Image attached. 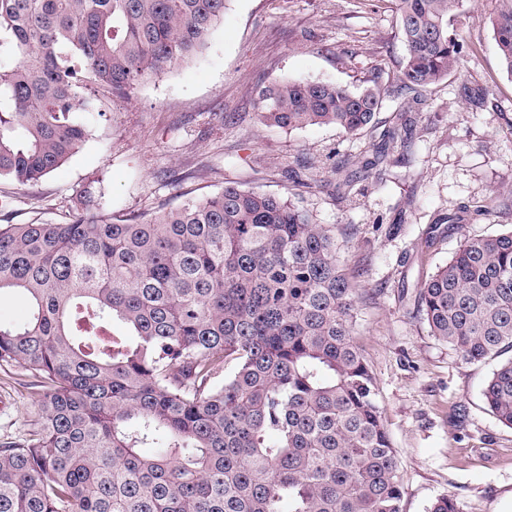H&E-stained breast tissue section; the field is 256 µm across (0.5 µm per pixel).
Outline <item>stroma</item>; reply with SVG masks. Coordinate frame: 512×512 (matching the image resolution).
Here are the masks:
<instances>
[{
	"label": "stroma",
	"instance_id": "1",
	"mask_svg": "<svg viewBox=\"0 0 512 512\" xmlns=\"http://www.w3.org/2000/svg\"><path fill=\"white\" fill-rule=\"evenodd\" d=\"M494 7L463 0L451 19L461 64L426 102L403 112L385 97L371 127L347 133L266 125L258 92L285 78L385 92L404 55L395 0H231L200 57L108 99L82 149L40 182L0 178V206L17 224L62 222L88 191L93 214L119 223L230 182L335 225L356 288L353 339L375 379L403 512H429L448 494L463 512H512V429L482 400L496 362H464L418 310L421 282L462 237L512 228V76ZM401 126L408 141L390 145L381 174L338 186L335 167L360 170ZM36 415L25 377L0 366V439Z\"/></svg>",
	"mask_w": 512,
	"mask_h": 512
}]
</instances>
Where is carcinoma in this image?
I'll list each match as a JSON object with an SVG mask.
<instances>
[{"label":"carcinoma","instance_id":"cac0c4a2","mask_svg":"<svg viewBox=\"0 0 512 512\" xmlns=\"http://www.w3.org/2000/svg\"><path fill=\"white\" fill-rule=\"evenodd\" d=\"M495 40L512 76V0ZM461 0H397L388 93L422 97L460 59ZM228 0H0V176L35 183L121 97L198 55ZM380 94L276 81L258 117L289 130L370 125ZM0 215V362L36 379L38 413L0 441V512H402L403 485L353 341L336 235L281 196L234 184L147 220ZM430 332L468 363L512 353V229L467 237L420 289ZM126 328L112 333V323ZM482 396L512 428V357ZM144 448L155 453L145 454ZM430 512H462L444 495ZM27 314V303L20 296H11L0 302V321L21 322Z\"/></svg>","mask_w":512,"mask_h":512}]
</instances>
